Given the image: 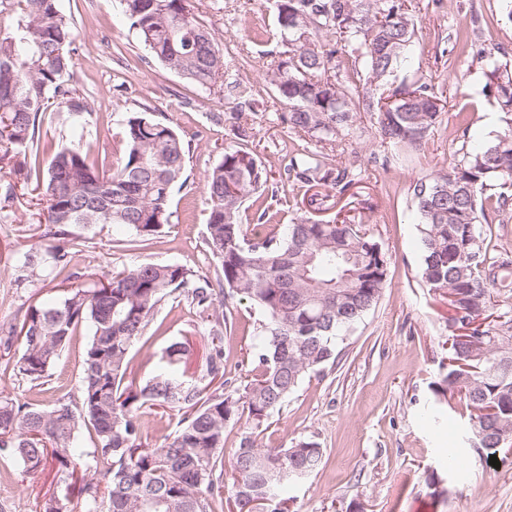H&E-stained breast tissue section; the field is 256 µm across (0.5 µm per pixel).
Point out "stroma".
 Listing matches in <instances>:
<instances>
[{"instance_id": "1", "label": "stroma", "mask_w": 512, "mask_h": 512, "mask_svg": "<svg viewBox=\"0 0 512 512\" xmlns=\"http://www.w3.org/2000/svg\"><path fill=\"white\" fill-rule=\"evenodd\" d=\"M416 2L415 43L408 63L391 81L397 86L432 74L448 108L401 168L375 165L377 126L369 115L358 117L346 149L361 164L363 178L347 194L327 198L323 187L295 188L282 178L292 136L269 101L268 71L283 49L275 0H191L198 20L224 50V83L241 84L250 93L242 105L223 90H199L147 54L119 0H58L76 32L69 84L93 102L94 111L81 128L54 118L52 146L83 136L99 170H110L124 148L122 128L134 112L169 123L192 144L188 187L173 192L169 223L152 246L124 251L112 241L127 236V229L107 227L96 235L72 227L83 249L80 275L72 286L86 285L88 274L101 277L144 262L181 264L215 276L218 261L207 245L203 187L225 147L237 144L241 126L249 132L248 148L269 172L281 223L297 215L327 220L340 211L363 220L389 257L386 288L375 310L347 331L335 364L305 380L259 437L268 448L310 438L324 450L319 472L290 490L291 512H512V447L499 449L498 465L481 463L476 449L462 442L466 419L458 401H450L447 417L436 416L432 384L447 359L448 299L420 278L421 234L412 194L415 182L457 160L458 137L478 147L500 128L483 94L479 63L465 54L440 56L442 37L462 32L512 61V20L505 0H442L437 6L429 0ZM469 102L475 109L463 126L456 114ZM236 110L242 118L235 127L224 115ZM0 171L17 185L14 198L0 197L1 329L20 323L29 305L58 297L62 288L48 274L27 289L10 288L17 259L47 240L39 224V202L22 187L15 161L0 162ZM316 194L324 198L318 208L310 204ZM230 306L234 324L224 338V365L227 376L237 377L262 346L257 331L261 315L245 301L234 299ZM154 322L158 331L130 352L141 381L151 376L171 341L189 334L195 344L203 342L186 306L162 305ZM89 337L88 330H80L53 368L49 390L29 388L12 372L0 370V391L46 402L77 393ZM452 454L462 455L466 463L449 471L445 463ZM434 474L447 495L433 494L429 481ZM64 492L53 462L29 472L0 454V512H39V502Z\"/></svg>"}]
</instances>
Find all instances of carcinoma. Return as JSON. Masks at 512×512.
I'll return each mask as SVG.
<instances>
[{"label":"carcinoma","mask_w":512,"mask_h":512,"mask_svg":"<svg viewBox=\"0 0 512 512\" xmlns=\"http://www.w3.org/2000/svg\"><path fill=\"white\" fill-rule=\"evenodd\" d=\"M14 14L0 25V160L20 158L24 181L43 190V223L57 243L32 247L13 266L10 287L25 289L46 269L66 274L80 243L69 227L128 229L130 249L153 244L169 223L168 201L184 178L191 143L168 124L134 112L123 130L126 148L112 171L101 172L83 140L47 154L42 128L49 107L83 125L93 107L68 83L75 42L72 22L57 0H3ZM144 46L170 71L209 91L224 74V55L198 22L190 0H121ZM288 57L271 67L279 119L297 135L285 168L288 183L346 194L362 169L344 144L358 115L376 119L382 166L400 167L421 146L448 102L432 76L385 95L377 93L413 45L416 6L406 0H276ZM321 32L339 40L314 39ZM441 55L469 53L488 69L491 104L502 124L484 145L460 148L461 159L429 181L413 185L420 217L421 278L450 296L448 332L466 331L461 349L434 383L437 396L458 398L468 418L466 440L486 456L512 441V248L492 225L512 208V63L455 32ZM336 153L328 161L324 149ZM267 169L242 146L226 147L207 174V244L219 262L212 279L179 264L137 263L63 289L30 305L18 325L0 337L4 369L32 389L80 328L91 327L78 395L50 406L0 391V450L34 470L50 458L60 480L83 472L84 512H224L231 491L236 512H289L285 488L307 481L323 464L312 439L262 448L269 418L311 374L336 360L342 332L377 306L388 261L364 222H322L295 216L283 233L261 234L242 223L245 202L258 220L274 217L265 191ZM246 300L264 315L263 348L240 378L225 377L227 301ZM185 304L205 341L200 360L190 340L171 343L143 384L132 376L129 352L147 335L160 307ZM21 341L18 357L11 356ZM181 413L174 433L151 446L143 440L145 410ZM244 422L230 472L224 470V433ZM88 433L93 451L75 453ZM39 512H73L67 497H51Z\"/></svg>","instance_id":"obj_1"}]
</instances>
